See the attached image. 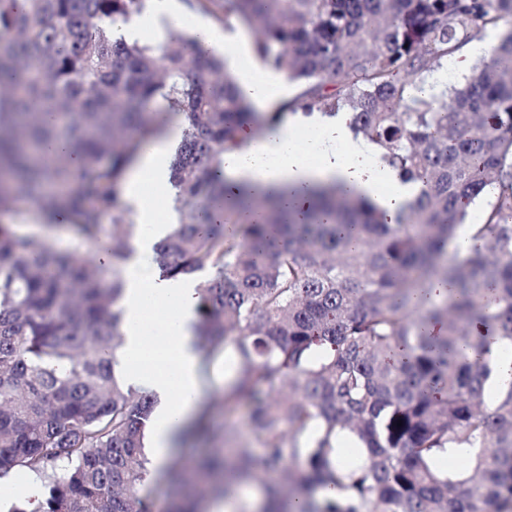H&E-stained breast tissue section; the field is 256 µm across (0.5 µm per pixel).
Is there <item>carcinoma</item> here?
I'll return each instance as SVG.
<instances>
[{
	"instance_id": "carcinoma-1",
	"label": "carcinoma",
	"mask_w": 512,
	"mask_h": 512,
	"mask_svg": "<svg viewBox=\"0 0 512 512\" xmlns=\"http://www.w3.org/2000/svg\"><path fill=\"white\" fill-rule=\"evenodd\" d=\"M16 2L0 0V210L63 211L87 252L109 244L110 262L0 224V478L38 475L39 512H152L141 490L153 482L169 487L167 512H209L286 467L288 488L267 484L256 512H512V379L495 382L512 347V0H181L253 33L255 57L296 84L280 112L255 111L192 35L107 34L152 0ZM489 29L498 42L463 84L418 95ZM296 106L349 110L354 136L419 194L390 220L330 186L299 214L268 197L243 222L254 198L224 206V152L242 127L261 136ZM174 114L187 214L155 263L165 279L206 274L198 345L208 363L233 346L224 406L250 404L263 446L199 462L197 490L170 464L148 470L153 401L109 359L138 231L120 188ZM54 140L83 164L46 154ZM477 203L484 218L470 224ZM463 225L459 258L448 245ZM208 435L204 409L181 433ZM345 436L360 451L348 468ZM451 451L468 454L464 469L436 466ZM328 486L337 497H319Z\"/></svg>"
}]
</instances>
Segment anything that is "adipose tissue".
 Listing matches in <instances>:
<instances>
[{"label": "adipose tissue", "mask_w": 512, "mask_h": 512, "mask_svg": "<svg viewBox=\"0 0 512 512\" xmlns=\"http://www.w3.org/2000/svg\"><path fill=\"white\" fill-rule=\"evenodd\" d=\"M238 84L261 112L277 109L291 96L282 74L262 65L242 70ZM350 118L344 110L289 114L261 139L225 152V183L288 199L333 185L395 215L414 199L418 187L404 181L375 146L354 139ZM180 135V126L171 125L140 154L126 174L123 193L138 223L149 231L135 241L124 267L125 324L114 370L125 385L157 399L144 440V455L154 467L170 460L202 400V354L194 333L199 280L161 278L154 262L156 245L179 220L162 202L172 189L170 166Z\"/></svg>", "instance_id": "obj_1"}]
</instances>
